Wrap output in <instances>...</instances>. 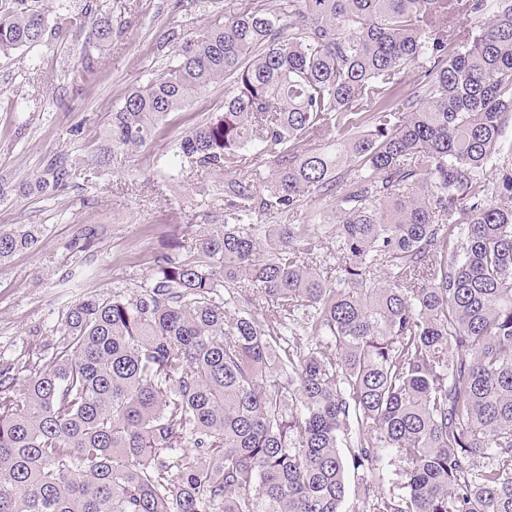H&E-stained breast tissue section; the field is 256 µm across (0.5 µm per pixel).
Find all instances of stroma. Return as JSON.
<instances>
[{
	"mask_svg": "<svg viewBox=\"0 0 512 512\" xmlns=\"http://www.w3.org/2000/svg\"><path fill=\"white\" fill-rule=\"evenodd\" d=\"M268 10L278 0H104L112 40L98 45L85 28L0 57V184L31 178L56 155L75 170L55 197L0 201V230L35 226L36 244L0 263V367L50 354L67 306L85 297L135 288L150 277L162 241L224 214V181L205 171L177 174L171 147L224 103L215 83L170 113L161 137L104 170L92 161L97 134L124 96L172 61L176 36H200L211 20L237 15L244 2ZM92 55L91 72L81 61ZM93 230L89 247L78 239Z\"/></svg>",
	"mask_w": 512,
	"mask_h": 512,
	"instance_id": "stroma-1",
	"label": "stroma"
}]
</instances>
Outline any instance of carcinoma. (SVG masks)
<instances>
[{
    "mask_svg": "<svg viewBox=\"0 0 512 512\" xmlns=\"http://www.w3.org/2000/svg\"><path fill=\"white\" fill-rule=\"evenodd\" d=\"M101 9L72 18L97 43ZM68 26L0 0V57ZM221 79L173 157L229 176L224 219L135 289L68 307L50 355L0 369V512H348L350 476L365 512H512V0L246 5L125 96L96 164ZM72 176L56 156L0 200ZM316 197L334 225L257 223ZM36 240L0 230V262Z\"/></svg>",
    "mask_w": 512,
    "mask_h": 512,
    "instance_id": "obj_1",
    "label": "carcinoma"
}]
</instances>
